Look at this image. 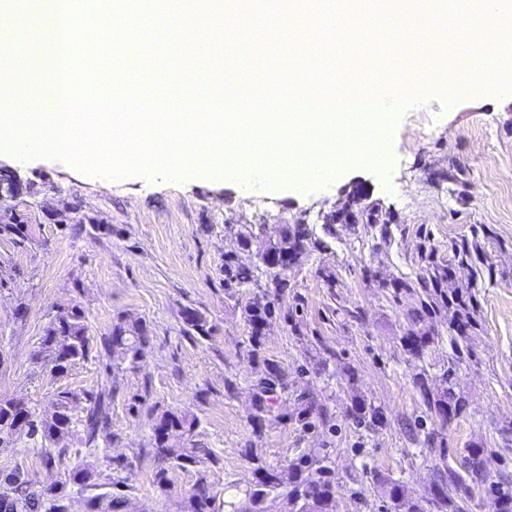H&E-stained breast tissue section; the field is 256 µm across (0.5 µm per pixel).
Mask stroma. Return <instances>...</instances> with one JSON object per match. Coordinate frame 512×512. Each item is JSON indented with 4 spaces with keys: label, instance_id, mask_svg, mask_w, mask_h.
<instances>
[{
    "label": "stroma",
    "instance_id": "35a3bbf8",
    "mask_svg": "<svg viewBox=\"0 0 512 512\" xmlns=\"http://www.w3.org/2000/svg\"><path fill=\"white\" fill-rule=\"evenodd\" d=\"M379 161L342 167L314 186L255 184L252 176L108 179L58 158L23 159L0 151V162L37 181L28 213L29 239H0V400L20 402L37 419L51 417L57 394L109 391V427L97 447L80 432L60 440L61 460L43 463L39 438L16 431L0 445V470L21 466L36 486L64 480L75 468L94 471L92 485L68 488L70 512H91L92 497L112 489L113 463L124 460L126 512H180L194 492L195 470L154 480L153 419L166 411L196 421L193 444L217 458L208 482L217 503L234 501L253 480L245 455L286 465L302 448H326L336 474V512H388L379 484L407 482L427 494L441 459L461 466L469 449L483 451L487 471L512 490V93L460 98L439 93L408 98L383 134ZM374 211L329 223L350 191ZM69 215L56 224L47 211ZM304 225L318 248L288 268V286L274 290L261 274L260 253L282 229ZM250 243H242V236ZM478 249L459 264L461 241ZM448 267V293L421 316L416 300L395 297L398 281L424 274L423 246ZM258 272L282 314L269 320L258 356H251L244 306L249 289L224 280V258ZM473 317L456 331L458 304ZM24 316H17V306ZM85 314L91 352L67 374L53 377L41 351L59 311ZM198 310L211 337L186 336L182 313ZM146 322L149 344L137 364L105 355L101 339L119 316ZM436 343L424 357L406 352L412 325ZM464 359L452 385L461 413L442 428L426 415L417 388L425 379L443 393L453 344ZM286 374L287 387L254 432L253 385L267 363ZM379 407L383 421L356 425L354 397ZM326 410L323 424L303 431L288 422L304 398Z\"/></svg>",
    "mask_w": 512,
    "mask_h": 512
}]
</instances>
